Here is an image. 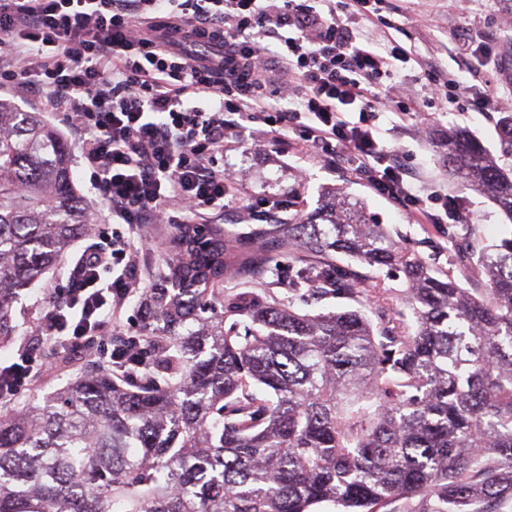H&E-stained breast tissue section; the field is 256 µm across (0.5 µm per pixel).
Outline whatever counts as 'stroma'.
Returning <instances> with one entry per match:
<instances>
[{"instance_id":"obj_1","label":"stroma","mask_w":512,"mask_h":512,"mask_svg":"<svg viewBox=\"0 0 512 512\" xmlns=\"http://www.w3.org/2000/svg\"><path fill=\"white\" fill-rule=\"evenodd\" d=\"M385 15L382 21H360L358 28L377 53H387L394 47L407 51L411 57L407 75L413 84L409 113H378L379 136L384 144L400 151L418 185L439 190L460 205L462 221L448 218L438 224L426 223L418 214L399 208L358 180L351 168L328 165L303 144L298 134H271L259 123L246 124L226 141L224 172L250 199L266 191L286 198L300 193V209L305 214L319 206L325 188H343L365 201L374 222L396 229L403 243L429 266L451 275L475 294L485 287L486 279L472 251V236L477 233L487 240L501 236L506 218L489 199L461 189L448 175L432 149L429 132L465 130L490 149H498L495 121L499 113L512 112V78H505L503 72L504 67L512 68V0H388ZM486 29L495 32L491 52L501 63L497 69L485 66L482 56L464 51L456 39L461 31ZM429 70L440 79L459 80L468 86V93L438 98L422 80ZM44 118L69 144L75 185L93 215L94 233L76 241L63 260L64 265L71 266L86 246L97 242L98 227L111 223L112 217L92 185L78 134L61 113L48 112ZM61 285L59 270H50L18 300L15 314L20 332L12 345L0 349V365L17 361L28 346L39 344V330L51 310L54 290ZM93 370L91 361L83 359L57 374L48 370L46 363H39L33 380L15 396L13 404L26 406L69 379Z\"/></svg>"}]
</instances>
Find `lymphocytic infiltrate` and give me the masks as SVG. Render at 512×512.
<instances>
[{
  "label": "lymphocytic infiltrate",
  "instance_id": "1",
  "mask_svg": "<svg viewBox=\"0 0 512 512\" xmlns=\"http://www.w3.org/2000/svg\"><path fill=\"white\" fill-rule=\"evenodd\" d=\"M405 60L367 48L334 0H0V88L42 95L82 133L112 215L63 270L42 336L75 357L111 354L105 326L145 283L142 225L203 231L236 202L224 144L245 121L299 134L328 164L352 161L389 201L441 223L440 194L417 190L374 135L377 113L408 109Z\"/></svg>",
  "mask_w": 512,
  "mask_h": 512
}]
</instances>
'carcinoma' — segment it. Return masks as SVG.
I'll return each mask as SVG.
<instances>
[{"instance_id":"cac0c4a2","label":"carcinoma","mask_w":512,"mask_h":512,"mask_svg":"<svg viewBox=\"0 0 512 512\" xmlns=\"http://www.w3.org/2000/svg\"><path fill=\"white\" fill-rule=\"evenodd\" d=\"M500 155L433 132L465 188L512 221V112ZM166 295L112 368L0 408V512H503L512 504V231L476 240V296L433 271L362 199L249 235L174 225ZM91 231L67 144L0 97V348L14 304ZM296 267L288 298L266 291ZM398 268L412 319L379 277ZM238 284L224 289L226 279ZM306 290L358 309L300 313Z\"/></svg>"}]
</instances>
